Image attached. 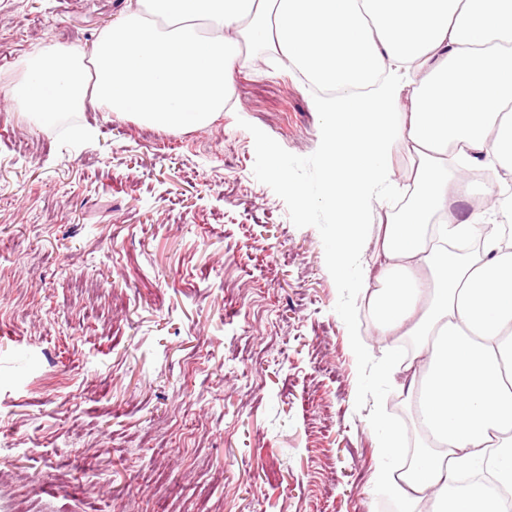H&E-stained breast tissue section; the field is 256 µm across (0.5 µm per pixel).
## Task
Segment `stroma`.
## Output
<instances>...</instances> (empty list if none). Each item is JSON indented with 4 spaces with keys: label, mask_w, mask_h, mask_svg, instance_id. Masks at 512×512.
Returning <instances> with one entry per match:
<instances>
[{
    "label": "stroma",
    "mask_w": 512,
    "mask_h": 512,
    "mask_svg": "<svg viewBox=\"0 0 512 512\" xmlns=\"http://www.w3.org/2000/svg\"><path fill=\"white\" fill-rule=\"evenodd\" d=\"M125 0H0V87L92 46ZM298 71L165 132L0 99V512H385L315 227L254 176L259 127L312 154Z\"/></svg>",
    "instance_id": "stroma-1"
}]
</instances>
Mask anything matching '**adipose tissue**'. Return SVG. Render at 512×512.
I'll return each instance as SVG.
<instances>
[{"label":"adipose tissue","instance_id":"1","mask_svg":"<svg viewBox=\"0 0 512 512\" xmlns=\"http://www.w3.org/2000/svg\"><path fill=\"white\" fill-rule=\"evenodd\" d=\"M265 52L300 70L323 120L320 199L336 217L337 276L365 242L359 282L381 336H416L385 357L425 437L375 487L398 512H501L512 493V236L495 205L512 194V0H128L90 50L38 48L0 90L41 120L91 101L166 131L205 127L233 71ZM414 160V198L375 217L397 189L394 148ZM488 471L489 493L459 486Z\"/></svg>","mask_w":512,"mask_h":512}]
</instances>
